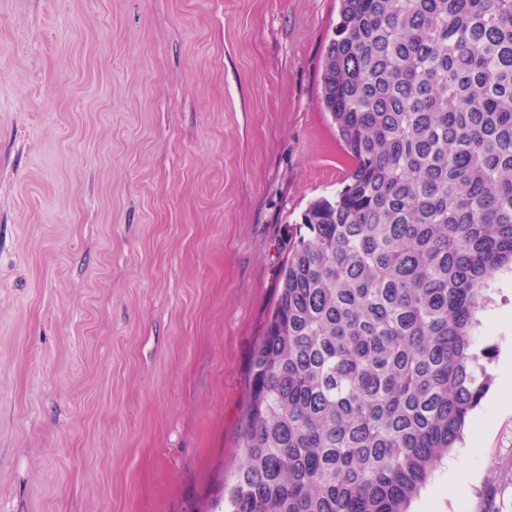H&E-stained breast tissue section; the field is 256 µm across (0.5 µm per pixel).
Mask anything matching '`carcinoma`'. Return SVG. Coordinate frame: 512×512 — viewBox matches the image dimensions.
Here are the masks:
<instances>
[{"label":"carcinoma","mask_w":512,"mask_h":512,"mask_svg":"<svg viewBox=\"0 0 512 512\" xmlns=\"http://www.w3.org/2000/svg\"><path fill=\"white\" fill-rule=\"evenodd\" d=\"M322 102L351 161L288 231L224 512H410L488 379L512 271V0H340Z\"/></svg>","instance_id":"cac0c4a2"}]
</instances>
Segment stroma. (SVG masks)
Instances as JSON below:
<instances>
[{
    "mask_svg": "<svg viewBox=\"0 0 512 512\" xmlns=\"http://www.w3.org/2000/svg\"><path fill=\"white\" fill-rule=\"evenodd\" d=\"M338 6L0 0V512H222L288 228L350 166ZM487 295L485 430L412 512H512V272Z\"/></svg>",
    "mask_w": 512,
    "mask_h": 512,
    "instance_id": "stroma-1",
    "label": "stroma"
}]
</instances>
